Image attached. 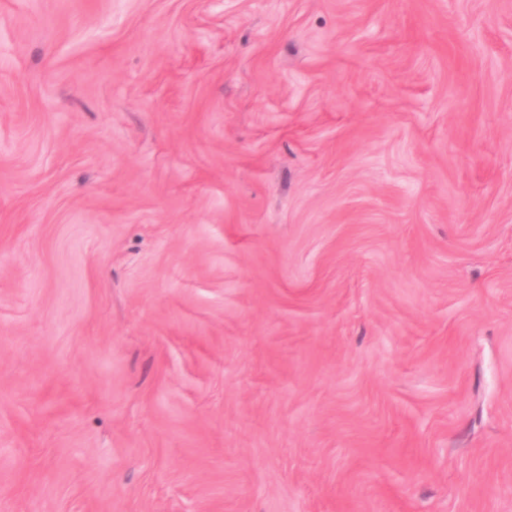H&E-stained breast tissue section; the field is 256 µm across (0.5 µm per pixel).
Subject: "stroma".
Returning <instances> with one entry per match:
<instances>
[{
  "label": "stroma",
  "mask_w": 512,
  "mask_h": 512,
  "mask_svg": "<svg viewBox=\"0 0 512 512\" xmlns=\"http://www.w3.org/2000/svg\"><path fill=\"white\" fill-rule=\"evenodd\" d=\"M0 512H512V0H0Z\"/></svg>",
  "instance_id": "35a3bbf8"
}]
</instances>
